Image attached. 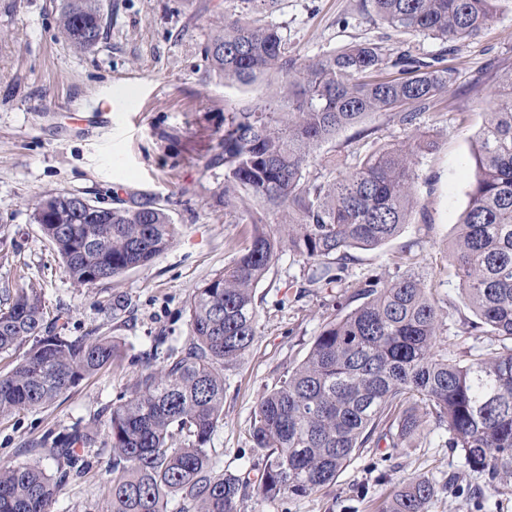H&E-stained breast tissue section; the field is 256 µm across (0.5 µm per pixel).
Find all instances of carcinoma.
I'll return each mask as SVG.
<instances>
[{
  "label": "carcinoma",
  "mask_w": 512,
  "mask_h": 512,
  "mask_svg": "<svg viewBox=\"0 0 512 512\" xmlns=\"http://www.w3.org/2000/svg\"><path fill=\"white\" fill-rule=\"evenodd\" d=\"M249 14L224 15L205 52L226 83L266 79L279 108L233 107L224 123V207L244 189L288 223L272 226L253 214L249 244L231 265L194 289L191 334L166 348L158 367L146 364L112 407L109 512H239L251 484L267 501L308 495L333 482L362 448H404L434 422L461 451L465 472L448 475L463 489L466 474L486 476L500 495L512 493V73L496 92L477 134L479 172L448 258L481 338L468 359L441 336L440 318L420 274L372 279L365 301L329 321L306 357L258 399L251 427L267 462L255 482L215 469L210 442L224 419V368L257 336L255 288L286 248L319 262L308 282L331 288L352 249H376L398 236L417 206L410 149L387 145L356 155L334 181L306 177L315 149L377 112L399 125L416 120L452 86L446 68L401 52L391 57L370 41L301 60L279 29L259 15L278 0H242ZM396 30L435 39H474L494 22L505 0H370ZM61 31L87 51L108 28L104 0H61ZM72 192L46 196L34 222L60 255L69 279L89 286L144 266L179 234L161 207L135 202L104 207L88 219ZM0 297V356L24 349L0 375V419L54 402L123 356L112 336H69L44 323L41 292L6 288ZM92 428L44 437L57 475L38 462L0 465V512H50L78 462L75 445L97 442ZM436 496L422 477L389 495L381 512H429Z\"/></svg>",
  "instance_id": "obj_1"
}]
</instances>
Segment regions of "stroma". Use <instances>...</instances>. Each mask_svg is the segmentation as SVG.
Wrapping results in <instances>:
<instances>
[{
  "label": "stroma",
  "instance_id": "obj_1",
  "mask_svg": "<svg viewBox=\"0 0 512 512\" xmlns=\"http://www.w3.org/2000/svg\"><path fill=\"white\" fill-rule=\"evenodd\" d=\"M60 0H0V288L40 289L47 320L68 317V335L95 331L124 346L118 363L82 381L49 406L16 412L0 421V463L32 461L31 442L63 437L75 424L103 427L113 405L155 354L156 340L182 343L190 334L193 290L223 271L248 245L252 227L239 215L260 213L280 224L286 211L240 192L236 213L224 210L222 152L227 105L269 103L267 82L243 87L209 70L205 48L243 0H110L106 38L93 50H74L58 26ZM289 50L314 57L352 42L380 43L386 53L437 58L455 71L442 102L422 110L415 129L389 114L368 116L360 128L323 143L308 165L309 177L332 181L355 155L408 143L413 131L430 141L411 156L419 204L399 236L383 246L357 249L332 288L310 287L314 262L280 252L256 288L258 334L249 350L224 370V418L211 446L223 469L258 474L266 453L255 448L251 422L258 398L279 385L307 355L341 305L362 303L374 277L421 274L440 309L441 332L465 358L474 339L473 313L448 263V244L469 201L474 180L473 141L484 124L502 78L512 72V9H503L477 38L444 42L381 21L362 0H279L267 15ZM126 86L140 109L114 106L116 86ZM74 192L104 206L132 201L165 209L179 227L174 243L147 265L92 286H76L32 214L52 192ZM126 306L112 310L114 297ZM445 430L428 427L419 440L383 460L382 449L363 448L336 480L308 496L275 502L249 492L240 512H379L402 482L428 477L440 484L430 512H465L445 489L462 469ZM52 512H108L105 484L110 451L104 443L80 450Z\"/></svg>",
  "mask_w": 512,
  "mask_h": 512
}]
</instances>
